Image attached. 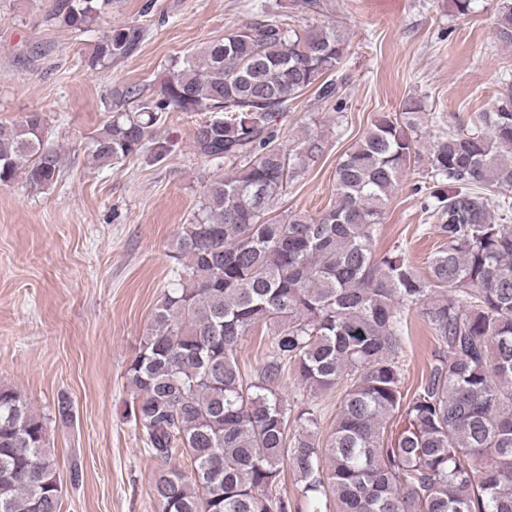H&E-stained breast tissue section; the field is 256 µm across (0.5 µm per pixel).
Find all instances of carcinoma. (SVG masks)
Masks as SVG:
<instances>
[{
    "label": "carcinoma",
    "instance_id": "cac0c4a2",
    "mask_svg": "<svg viewBox=\"0 0 512 512\" xmlns=\"http://www.w3.org/2000/svg\"><path fill=\"white\" fill-rule=\"evenodd\" d=\"M113 0H65L48 14L81 30ZM497 39L512 46V0H492ZM263 13L187 54L155 95L117 91L90 136L87 164L167 159L158 126L170 112H207L194 152L235 165L209 180L181 226L180 265L126 367L129 407L159 462L161 512H290L280 492L289 468L302 493L336 512H512V79L480 131H450L421 153L426 107L407 97L340 157L336 195L316 217L278 213L289 184L320 159L317 133L290 148L278 139L290 103L313 90L342 107L350 51L336 21L297 29ZM137 26L106 30L85 65L129 56ZM45 116L0 122V185L19 176L55 184L61 153L44 143ZM423 161L424 209L442 246L421 276L399 248L378 255L377 227L411 163ZM416 311L437 347L413 392L401 353ZM264 325L267 358L247 376L237 351ZM293 368L309 394L340 391L319 439L316 411L290 418L278 392ZM398 427H393L394 421ZM185 454L191 472L171 464ZM49 419L0 385V512H60Z\"/></svg>",
    "mask_w": 512,
    "mask_h": 512
}]
</instances>
